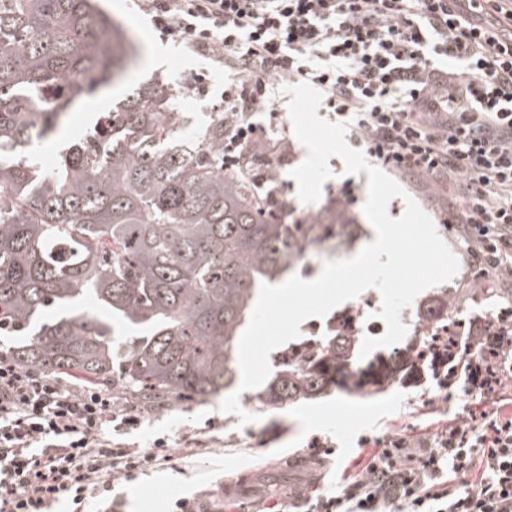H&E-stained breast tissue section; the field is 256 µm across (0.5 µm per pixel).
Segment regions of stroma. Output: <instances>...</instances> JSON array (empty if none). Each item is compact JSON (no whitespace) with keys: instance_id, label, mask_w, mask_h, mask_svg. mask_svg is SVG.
<instances>
[{"instance_id":"stroma-1","label":"stroma","mask_w":512,"mask_h":512,"mask_svg":"<svg viewBox=\"0 0 512 512\" xmlns=\"http://www.w3.org/2000/svg\"><path fill=\"white\" fill-rule=\"evenodd\" d=\"M102 6L134 37L140 47V62L123 82L85 96L72 108L61 130L42 142V153L56 155L60 143L85 133L96 113L110 111L113 100L147 80L181 88L173 109L189 117L183 136L196 137L198 128L217 110L223 76L210 75L207 96L193 93L195 74L207 67L203 59L187 57L177 44L162 39L149 18L130 10L126 0H103ZM252 120L267 127L269 139H287L288 156L281 159L271 153L266 161L276 169V185L284 198L299 212H313V205L299 200L297 183L290 176L304 160L305 148L296 138H285L282 129L270 128L267 110H257ZM395 180L406 197H412L437 220V231L453 253L462 255L463 244L456 232L439 221L441 213L454 203L455 190L449 189L447 182L432 185L411 173L397 174ZM482 282L479 267L460 265L448 283L460 313L487 319L512 305V293L499 282L494 283L492 295L471 296V288ZM221 402L218 395L151 403L130 399V406L141 411L142 423L120 435V442L130 448H146L155 439H164L169 459L147 468L133 481H115L120 512H170L176 500L197 498L209 503L212 512H231L237 501L245 503L250 512H313L322 496L336 492L347 476L357 472V462L369 455L372 442L409 433L435 440L449 419L476 407L463 381L445 388L432 375L423 381L406 379L373 398L334 387L319 398L281 409L264 406L257 390L250 389L241 394L240 404L256 420L244 427L239 426L237 415L220 412ZM318 441L328 444L331 451L317 456L323 472L317 481L307 468L293 466L291 460L300 454H314L313 445ZM228 480L236 484L231 500L222 491Z\"/></svg>"}]
</instances>
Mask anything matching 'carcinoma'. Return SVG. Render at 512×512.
Here are the masks:
<instances>
[{
	"instance_id": "carcinoma-1",
	"label": "carcinoma",
	"mask_w": 512,
	"mask_h": 512,
	"mask_svg": "<svg viewBox=\"0 0 512 512\" xmlns=\"http://www.w3.org/2000/svg\"><path fill=\"white\" fill-rule=\"evenodd\" d=\"M134 53L97 0H0V331L17 337L3 353L149 401L215 395L235 383L260 285L312 248L347 244L359 219L333 202L284 223L248 173L224 172V113L187 144L163 83L134 89L44 168L37 144L87 93L123 80ZM85 297L104 311L76 307ZM457 312L446 291L427 300L418 316L443 335L356 370L353 337L328 336L275 372L261 402L316 398L338 375L383 393L448 351Z\"/></svg>"
}]
</instances>
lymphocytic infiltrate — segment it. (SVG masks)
Masks as SVG:
<instances>
[{
	"label": "lymphocytic infiltrate",
	"mask_w": 512,
	"mask_h": 512,
	"mask_svg": "<svg viewBox=\"0 0 512 512\" xmlns=\"http://www.w3.org/2000/svg\"><path fill=\"white\" fill-rule=\"evenodd\" d=\"M164 38L231 72L224 169L246 166L262 138L251 120L279 87L311 82L330 119L373 163L446 178L458 200L442 218L463 230L468 265L512 278V0H134ZM471 328L457 376L469 394L512 383V348L487 359ZM449 422L436 443L387 438L317 512H512V417ZM139 415L111 394L0 357V512H115L108 492L167 461L115 435ZM467 482H458V475Z\"/></svg>",
	"instance_id": "1"
}]
</instances>
